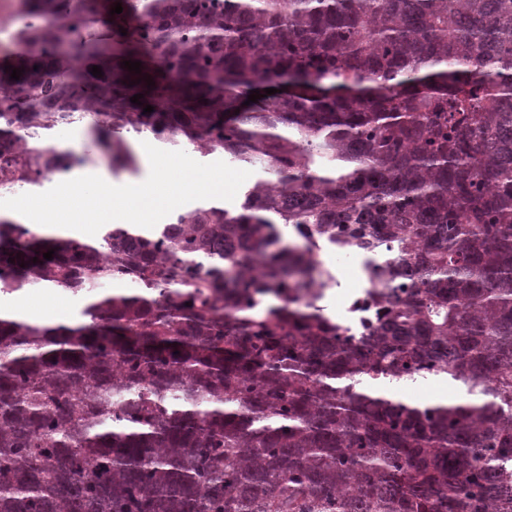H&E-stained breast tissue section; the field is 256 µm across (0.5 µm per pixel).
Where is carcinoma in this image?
I'll return each mask as SVG.
<instances>
[{
	"label": "carcinoma",
	"instance_id": "carcinoma-1",
	"mask_svg": "<svg viewBox=\"0 0 512 512\" xmlns=\"http://www.w3.org/2000/svg\"><path fill=\"white\" fill-rule=\"evenodd\" d=\"M20 13L9 64L24 73L0 64L1 186L134 170L131 132L262 175L233 209L89 241L0 215V294L64 288L88 318L0 317V512H512V0ZM80 123L91 151L49 143ZM338 231L389 243L361 336L308 277L314 238ZM441 375L474 399L368 390Z\"/></svg>",
	"mask_w": 512,
	"mask_h": 512
}]
</instances>
